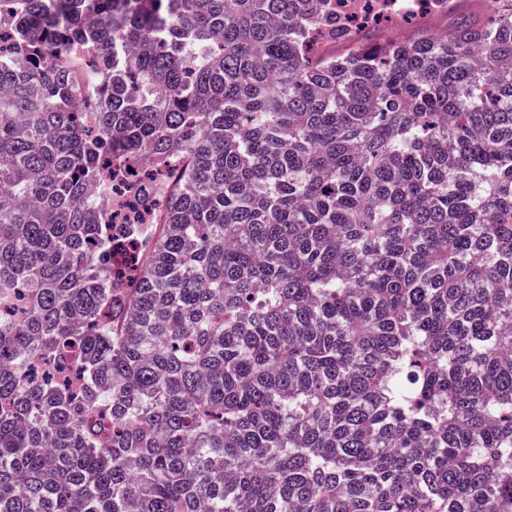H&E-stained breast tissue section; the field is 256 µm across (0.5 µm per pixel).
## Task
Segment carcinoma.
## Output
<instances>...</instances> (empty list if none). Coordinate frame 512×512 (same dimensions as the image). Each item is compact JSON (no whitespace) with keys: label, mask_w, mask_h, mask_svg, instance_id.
<instances>
[{"label":"carcinoma","mask_w":512,"mask_h":512,"mask_svg":"<svg viewBox=\"0 0 512 512\" xmlns=\"http://www.w3.org/2000/svg\"><path fill=\"white\" fill-rule=\"evenodd\" d=\"M496 3L12 0L0 512H512ZM447 11H432L419 14L413 27H401L393 24L388 27L371 30L357 35L361 44L384 43L391 39L414 40L421 34H443L451 29L461 18L485 19L492 16L496 9V0H448Z\"/></svg>","instance_id":"cac0c4a2"}]
</instances>
